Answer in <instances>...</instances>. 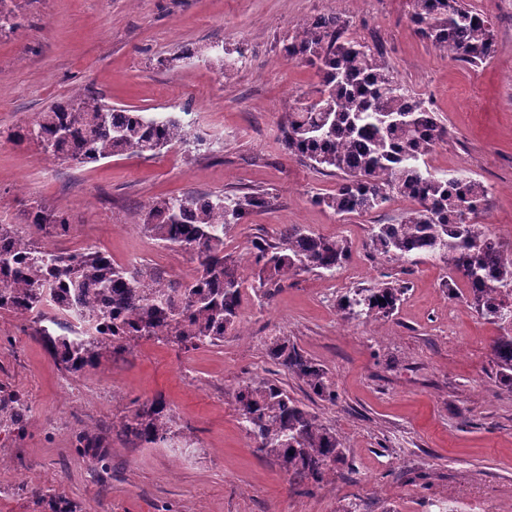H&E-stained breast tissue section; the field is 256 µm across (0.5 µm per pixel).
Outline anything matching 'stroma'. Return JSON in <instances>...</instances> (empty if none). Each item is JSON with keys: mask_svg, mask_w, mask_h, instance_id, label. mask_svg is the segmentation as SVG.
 Wrapping results in <instances>:
<instances>
[{"mask_svg": "<svg viewBox=\"0 0 512 512\" xmlns=\"http://www.w3.org/2000/svg\"><path fill=\"white\" fill-rule=\"evenodd\" d=\"M495 35L490 61L453 60L409 21L412 0H15L21 27L0 37V224H17L37 203L66 212L65 236L28 228L59 252L95 246L117 264L140 255L174 279L193 275L190 253L146 235L145 207L163 196L265 193L270 205L235 226L226 250L248 253L255 237L299 224L344 239L336 273L298 271L270 301L248 294L240 309L247 340L185 351L143 339L131 354L96 367L60 370L25 316L0 312V387L29 406L25 436L0 440V512H34V490L74 512H503L512 505V393L495 376L492 345L504 325L486 320L462 281L427 256L396 260L372 253L371 228L393 224L413 204L397 197L363 216L318 205L337 176L289 155L280 125L315 98V68L285 57L303 23L334 13L351 37L379 46L394 76L436 112L448 135L427 157L440 176L487 186L483 223L512 229V0H468ZM245 47L230 75L220 57ZM193 50L184 58L185 50ZM116 109L175 115L203 136L171 146L77 165L15 144L10 131L38 112L87 92ZM404 286L388 317L344 318L348 289ZM287 337L324 366L335 404L292 376L288 391L342 437L348 467L334 480L290 479L254 448L234 393L266 376L264 342ZM160 399L187 433L186 454L117 437L135 404ZM97 433L103 463L76 449Z\"/></svg>", "mask_w": 512, "mask_h": 512, "instance_id": "obj_1", "label": "stroma"}]
</instances>
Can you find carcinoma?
<instances>
[{
    "instance_id": "carcinoma-1",
    "label": "carcinoma",
    "mask_w": 512,
    "mask_h": 512,
    "mask_svg": "<svg viewBox=\"0 0 512 512\" xmlns=\"http://www.w3.org/2000/svg\"><path fill=\"white\" fill-rule=\"evenodd\" d=\"M410 23L421 39L456 61L477 65L494 53L490 21L466 0H413ZM19 27L15 11L0 7V36ZM284 52L315 67L321 78L317 98L288 113L280 126L290 154L340 177L335 193L315 202L338 215H360L396 196L409 199L414 208L398 223L372 228L373 250L398 260L426 255L441 262L467 284L481 315L511 325L512 248L482 230L488 188L469 177H438L426 162L447 137V128L395 79L381 49L349 37L347 23L335 14L306 21L288 37ZM104 106L103 96L90 92L37 113L9 137L78 165L127 151L153 156L174 143L203 142L173 115ZM268 204L265 193L170 196L149 204L143 230L165 247L196 256V274L189 280L169 278L145 264H114L94 246L75 255L40 249L17 225L0 224V276L14 281V287L0 289V312L40 314L57 301V319L35 327V335L71 374L95 367L107 353L131 352L139 339H161L181 349L215 346L236 331L244 289L242 261L225 253L227 234ZM23 223L60 236L70 231L62 212L39 205L24 211ZM249 258L260 267L251 288L267 299L269 286L301 269L336 271L347 261L348 246L288 224L277 240L254 241ZM402 293L389 283L361 288L342 295L339 307L349 318L387 317ZM71 310L91 328L81 340L67 335ZM265 352L276 368L320 399L336 402L327 370L291 346L288 337H269ZM493 353L497 375L512 392V333L494 341ZM235 399L248 439L293 479L319 483L336 474V465L346 464L342 438L279 379L250 380ZM27 412L20 397L4 392L0 430L23 436ZM120 433L153 448L190 446L160 399L136 409L121 423ZM33 495L50 512H72L56 497Z\"/></svg>"
}]
</instances>
